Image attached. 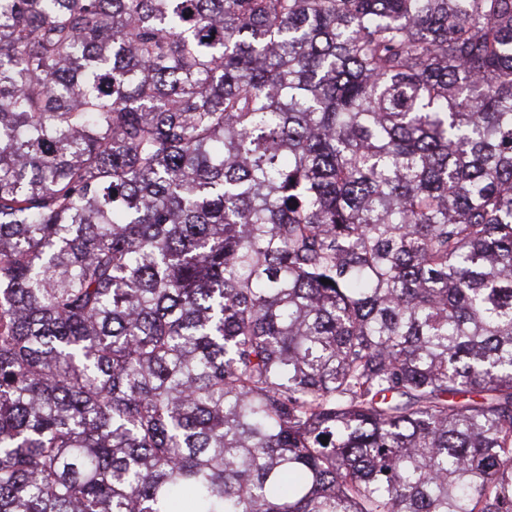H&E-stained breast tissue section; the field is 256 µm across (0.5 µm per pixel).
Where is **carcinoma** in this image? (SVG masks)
<instances>
[{"label": "carcinoma", "mask_w": 512, "mask_h": 512, "mask_svg": "<svg viewBox=\"0 0 512 512\" xmlns=\"http://www.w3.org/2000/svg\"><path fill=\"white\" fill-rule=\"evenodd\" d=\"M0 512H512V0H0Z\"/></svg>", "instance_id": "obj_1"}]
</instances>
